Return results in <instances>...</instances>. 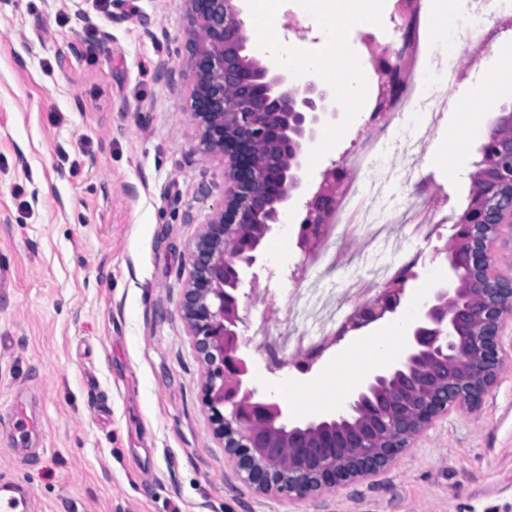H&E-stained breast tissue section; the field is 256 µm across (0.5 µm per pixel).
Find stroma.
<instances>
[{
	"label": "stroma",
	"instance_id": "35a3bbf8",
	"mask_svg": "<svg viewBox=\"0 0 512 512\" xmlns=\"http://www.w3.org/2000/svg\"><path fill=\"white\" fill-rule=\"evenodd\" d=\"M484 17V58L469 66L466 44L446 46L464 77L443 108L411 179L384 190L387 208L409 205L420 183L442 187L450 221L469 202L475 150L453 151L461 115L489 127L512 104L497 82L498 56L512 44V0ZM281 0L277 22L247 29L285 44L277 67L304 86L308 62L329 76L347 69L364 37L400 45L390 13L376 28L347 25L343 52L327 51L312 17ZM191 44L184 0H0V256L11 281L0 288V484L32 495L31 512H512V330L497 384L477 413L450 412L386 469L332 492L291 499L245 481L204 402L205 369L180 315L188 251L224 197V163L204 153L188 110ZM354 101L308 144L305 174L345 163L376 122ZM308 188L293 193L264 240L257 282L244 298L240 329L258 346L265 304L292 305L305 273L297 246ZM422 251L419 277L396 316L347 333L314 362L272 369L252 354V379L297 417L332 412L350 380L380 361L361 339L389 325L410 327L416 296L445 277ZM42 431L26 443L14 398Z\"/></svg>",
	"mask_w": 512,
	"mask_h": 512
}]
</instances>
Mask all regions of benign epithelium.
Wrapping results in <instances>:
<instances>
[{
    "mask_svg": "<svg viewBox=\"0 0 512 512\" xmlns=\"http://www.w3.org/2000/svg\"><path fill=\"white\" fill-rule=\"evenodd\" d=\"M185 3L195 76L190 109L203 150L224 161L227 184L189 249L181 304L206 369L205 402L216 435L259 491L294 499L332 491L391 464L449 409L476 410L498 380L504 363L499 336L512 323V277L501 275L497 263L501 227L512 224V136L497 130L512 127V110L497 113L477 148L483 199L469 204L448 241L433 248L431 261L446 263L447 278L418 307L399 359L371 374L336 414L297 421L287 405L251 384L239 310L242 289L257 280L263 239L305 179L304 144L323 115L336 116V94L314 81L301 91L275 65L248 59L238 0ZM397 30L400 48L387 45L373 56L382 97L402 81L409 33L401 24ZM343 177V166L327 168L305 202L297 245L306 257ZM417 277L408 265L339 335L396 315L408 281ZM282 435L285 447L296 449L286 472L273 447Z\"/></svg>",
    "mask_w": 512,
    "mask_h": 512,
    "instance_id": "1",
    "label": "benign epithelium"
}]
</instances>
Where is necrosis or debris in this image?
Wrapping results in <instances>:
<instances>
[{
	"mask_svg": "<svg viewBox=\"0 0 512 512\" xmlns=\"http://www.w3.org/2000/svg\"><path fill=\"white\" fill-rule=\"evenodd\" d=\"M415 4L417 35L410 52V68L402 80V91L385 113L377 133L347 160L346 177L339 186L336 208L322 226L316 249L308 258L309 268L324 270L325 276L314 281L302 279L292 308L271 304L264 308L267 323L276 327L275 333L268 335L261 344L266 361L278 362L294 353L306 354L326 348L334 339L337 323L370 302L375 288L391 281L401 270L400 264L394 262L377 264L374 278L353 274L345 282L343 294H336L327 274L345 264L341 244L367 238L382 254L396 232H405L411 239L428 240L441 227L433 194L415 197L408 207L387 212L377 205L382 182L367 179V160L385 143H392L408 163H416L422 157L426 142L441 119L440 101L450 99L462 79L461 70L445 61L427 39V32L434 23L428 0H415ZM432 72L437 73L438 82L429 88L422 79ZM409 112L423 115L421 126L405 137H394L397 118ZM284 322L289 323V330L278 331V324Z\"/></svg>",
	"mask_w": 512,
	"mask_h": 512,
	"instance_id": "necrosis-or-debris-1",
	"label": "necrosis or debris"
}]
</instances>
